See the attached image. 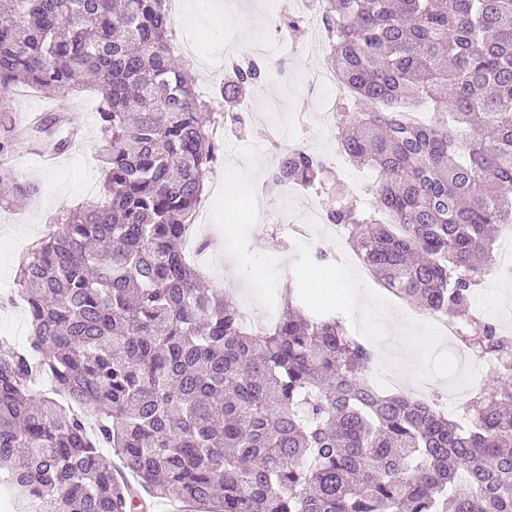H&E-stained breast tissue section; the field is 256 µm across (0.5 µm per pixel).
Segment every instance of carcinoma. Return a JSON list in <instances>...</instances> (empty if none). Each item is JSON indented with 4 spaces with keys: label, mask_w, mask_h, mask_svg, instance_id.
<instances>
[{
    "label": "carcinoma",
    "mask_w": 512,
    "mask_h": 512,
    "mask_svg": "<svg viewBox=\"0 0 512 512\" xmlns=\"http://www.w3.org/2000/svg\"><path fill=\"white\" fill-rule=\"evenodd\" d=\"M339 149L376 169L385 223L326 210L382 286L461 320L502 365L461 425L363 372L372 350L334 317L245 323L203 288L184 243L216 161V113L178 63L167 0H0V156L19 87L95 78L103 187L20 257L23 345L0 336V491L13 512H512V334L473 318L512 224V0H322ZM232 100L264 78L231 60ZM324 158L276 156L273 184L322 181ZM12 199L38 187L6 164ZM109 448L133 485L103 459Z\"/></svg>",
    "instance_id": "1"
}]
</instances>
